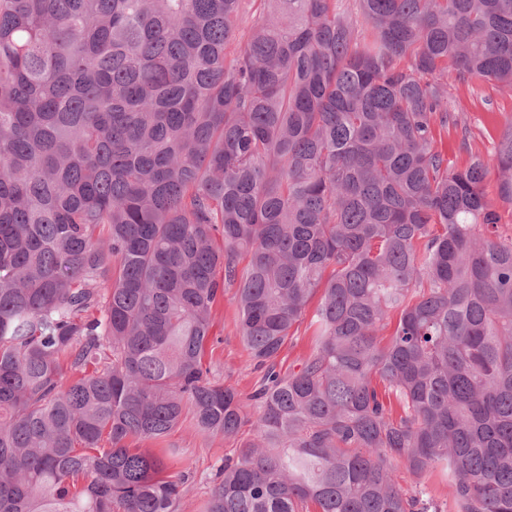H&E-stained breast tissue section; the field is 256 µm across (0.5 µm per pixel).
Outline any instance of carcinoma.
I'll return each instance as SVG.
<instances>
[{
  "label": "carcinoma",
  "instance_id": "cac0c4a2",
  "mask_svg": "<svg viewBox=\"0 0 512 512\" xmlns=\"http://www.w3.org/2000/svg\"><path fill=\"white\" fill-rule=\"evenodd\" d=\"M242 2L0 0V512H179L131 443L186 419L252 432L206 512H441L434 469L512 512V238L435 141L451 87L512 89V0ZM493 167L512 205V126ZM221 300L213 309L212 336L207 346L206 363L211 374L224 385L233 387L245 404V411H255L248 400L255 389L260 372L246 362V355L235 322V309L227 299ZM307 322L308 320L301 325L297 335L292 340H288L282 348L277 362L283 370L288 369L289 366H296L299 360L310 351L312 336L310 331H305Z\"/></svg>",
  "mask_w": 512,
  "mask_h": 512
}]
</instances>
